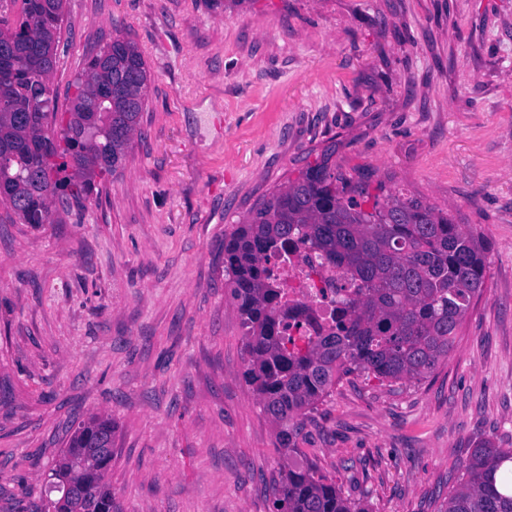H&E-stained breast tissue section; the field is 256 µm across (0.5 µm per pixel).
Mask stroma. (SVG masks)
I'll return each mask as SVG.
<instances>
[{"instance_id": "obj_1", "label": "stroma", "mask_w": 512, "mask_h": 512, "mask_svg": "<svg viewBox=\"0 0 512 512\" xmlns=\"http://www.w3.org/2000/svg\"><path fill=\"white\" fill-rule=\"evenodd\" d=\"M51 87L116 35L151 74L131 152L62 223L0 204V512H44L77 425L112 421L113 512H275L224 235L324 147L458 214L487 288L425 378L356 373L297 462L366 512H439L512 448V0H64Z\"/></svg>"}]
</instances>
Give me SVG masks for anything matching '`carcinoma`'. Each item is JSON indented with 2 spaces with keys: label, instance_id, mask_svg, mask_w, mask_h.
<instances>
[{
  "label": "carcinoma",
  "instance_id": "carcinoma-1",
  "mask_svg": "<svg viewBox=\"0 0 512 512\" xmlns=\"http://www.w3.org/2000/svg\"><path fill=\"white\" fill-rule=\"evenodd\" d=\"M21 2L0 14V202L22 224H46L56 202L77 205L128 154L146 106L150 77L138 46L116 37L75 82L67 118L56 122L49 77L56 63L64 0ZM333 145L299 177L272 192L224 236V279L247 337L245 378L279 428L281 455L298 454L296 419L356 372L383 382L419 380L452 350L473 300L486 290L485 240L450 209L332 165ZM305 247L318 266L344 273L349 286L336 316L313 336H292L301 313L288 303L274 262ZM112 436V420L81 422L51 480L78 494L49 499L51 512H112L106 475L112 455L90 454ZM512 449L488 441L472 449L442 512H512V483L496 473ZM275 512H365L309 466H283L272 485Z\"/></svg>",
  "mask_w": 512,
  "mask_h": 512
}]
</instances>
